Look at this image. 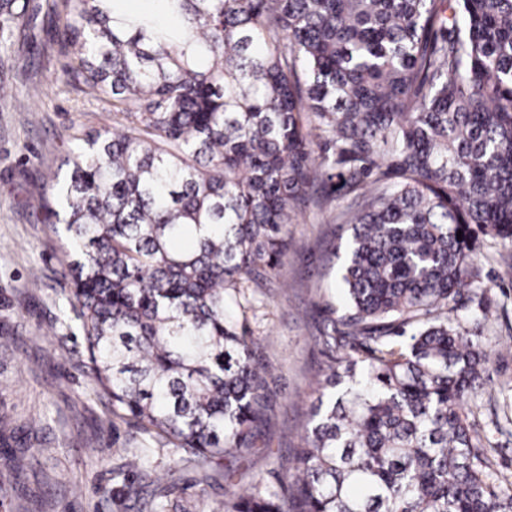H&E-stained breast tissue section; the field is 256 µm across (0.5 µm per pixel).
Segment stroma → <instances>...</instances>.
<instances>
[{"label": "stroma", "instance_id": "1", "mask_svg": "<svg viewBox=\"0 0 512 512\" xmlns=\"http://www.w3.org/2000/svg\"><path fill=\"white\" fill-rule=\"evenodd\" d=\"M65 0H28L24 15L0 23V512H224V500L260 479L279 489L286 460L307 421L308 384L327 357L315 338L339 305L335 248L348 225L332 212L303 207L289 225L288 247L275 270H257L238 317L266 365L268 408L257 448L224 456L206 468L185 452L113 417L93 378L78 321L62 322L71 294L61 276L64 256L51 231L54 217L33 209L71 173L63 159L72 134L111 127L112 99L86 95L70 72L64 40ZM498 244L480 237L473 253L494 319L482 333L489 356L487 388H512V270L499 266ZM493 405L474 424L495 450L500 471L512 473V436L499 433ZM106 457H98L99 449ZM24 456L10 474L8 457ZM141 457L135 495L121 494L125 462ZM237 471L235 483L225 469Z\"/></svg>", "mask_w": 512, "mask_h": 512}]
</instances>
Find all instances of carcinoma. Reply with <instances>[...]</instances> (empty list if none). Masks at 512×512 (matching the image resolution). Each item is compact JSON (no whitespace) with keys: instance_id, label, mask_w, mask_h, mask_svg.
<instances>
[{"instance_id":"1","label":"carcinoma","mask_w":512,"mask_h":512,"mask_svg":"<svg viewBox=\"0 0 512 512\" xmlns=\"http://www.w3.org/2000/svg\"><path fill=\"white\" fill-rule=\"evenodd\" d=\"M117 2L66 0L112 129L74 134L42 201L112 416L201 464L255 447L267 369L228 310L311 194L345 197L346 312L315 337L283 491L257 480L224 512H512L468 420L495 401L475 230L512 269V0H156L172 24Z\"/></svg>"}]
</instances>
